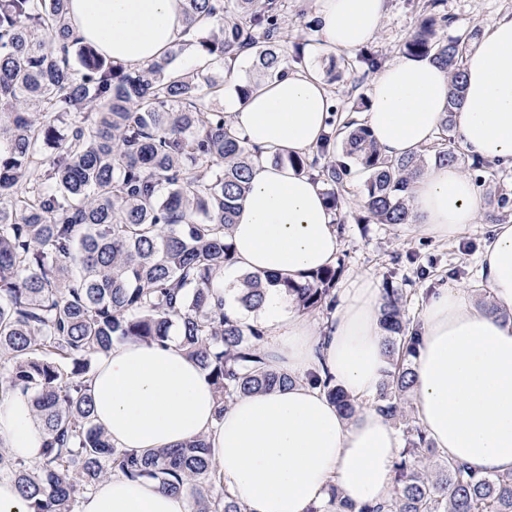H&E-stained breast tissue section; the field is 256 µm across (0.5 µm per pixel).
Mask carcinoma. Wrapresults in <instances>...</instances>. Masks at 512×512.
I'll return each mask as SVG.
<instances>
[{"label": "carcinoma", "mask_w": 512, "mask_h": 512, "mask_svg": "<svg viewBox=\"0 0 512 512\" xmlns=\"http://www.w3.org/2000/svg\"><path fill=\"white\" fill-rule=\"evenodd\" d=\"M442 0H424L405 54L449 71V111L462 101L463 61L475 34L448 40L452 23ZM221 35L199 41L205 65L181 70L177 43L153 61L127 69L72 32L67 0H0V363L5 383L28 395L46 436L40 460L0 448V479H10L30 512H77L84 495L120 474L187 492L191 512H245L229 492L211 489V448L197 438L177 448L137 454L112 445L95 422L87 381L112 346L164 343L178 327L185 352L207 371L218 415L238 397L288 386L268 367L264 332L224 312L214 300L218 274L233 262L229 231L248 189L252 152L217 107L224 62L252 57L259 76L285 75L304 60L305 44L288 54V0H187L186 32L202 19ZM98 109L86 126L78 111ZM316 147L336 151V126ZM55 154L43 158L47 145ZM343 155L370 171L364 207L375 224H410V184L433 162H456L434 148L389 158L363 128L343 139ZM321 183H343L347 166L320 169L308 156L287 158ZM463 164L476 183L489 163ZM512 198L488 201L494 223ZM340 268L302 283L282 282L295 307L309 314L336 309ZM261 276L247 274L238 303L262 307ZM380 322L389 370L376 409L403 425L395 488L382 504L344 500L327 489L332 512H512V473L480 475L434 447L402 407L412 383L419 338L405 319L403 293L383 289ZM347 418L359 404L326 374L310 376Z\"/></svg>", "instance_id": "1"}]
</instances>
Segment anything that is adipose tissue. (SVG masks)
Here are the masks:
<instances>
[{"mask_svg":"<svg viewBox=\"0 0 512 512\" xmlns=\"http://www.w3.org/2000/svg\"><path fill=\"white\" fill-rule=\"evenodd\" d=\"M186 0H69L74 34L112 62L135 67L162 57L184 37ZM386 0H315L320 46L353 52L377 35ZM465 95L448 110L450 77L432 60L402 56L382 67L359 123L381 152L402 157L429 145L451 120L461 145L485 161L512 166V13L495 17L466 55ZM329 91L313 67L268 75L246 100L226 101L227 119L254 153L249 188L230 232L234 262L217 288L245 273L303 281L331 265L343 247L320 183L286 164L313 150L328 130ZM412 219L451 238L477 223L484 200L453 164L431 166L413 184ZM487 301L455 286L434 289L420 313L421 344L410 398L434 446L483 474L512 472V224L489 228L480 256ZM378 281L345 288L324 324L285 309L279 286L261 308L268 365L292 386L241 397L217 413L206 371L173 336L164 344L123 342L88 381L94 416L113 444L144 452L205 437L214 486L227 487L247 512H306L328 484L358 503L388 499L400 437L372 405L388 368L379 323ZM329 372L359 409L344 418L306 379ZM45 434L27 396L0 392V442L39 460ZM80 512H189L185 496L149 479L113 476Z\"/></svg>","mask_w":512,"mask_h":512,"instance_id":"1","label":"adipose tissue"}]
</instances>
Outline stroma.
<instances>
[{
	"label": "stroma",
	"mask_w": 512,
	"mask_h": 512,
	"mask_svg": "<svg viewBox=\"0 0 512 512\" xmlns=\"http://www.w3.org/2000/svg\"><path fill=\"white\" fill-rule=\"evenodd\" d=\"M422 5V0H386L381 29L368 46L381 64L402 56L405 41L418 25ZM442 8L452 19L451 31L461 35L484 31L492 16L512 11V0H444ZM316 66L336 101L338 117H346L364 100L372 71L355 52L334 59L321 57ZM336 194L337 217L344 226L337 289L346 288L358 276L373 275L379 284L402 290L405 312L412 319L417 318L423 298L436 287L451 284L481 290L479 259L486 223L470 226L460 237L440 239L411 224L367 222L362 182L344 180Z\"/></svg>",
	"instance_id": "35a3bbf8"
}]
</instances>
